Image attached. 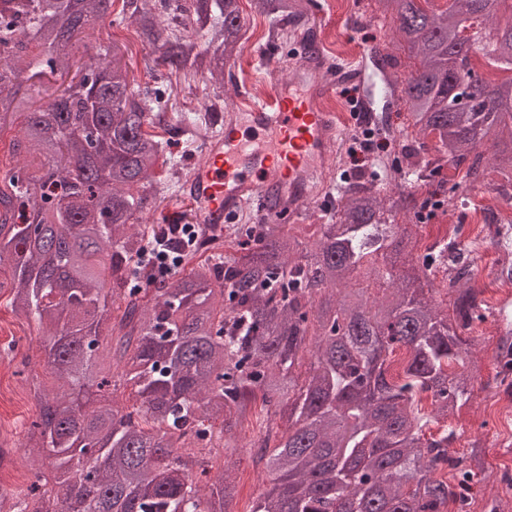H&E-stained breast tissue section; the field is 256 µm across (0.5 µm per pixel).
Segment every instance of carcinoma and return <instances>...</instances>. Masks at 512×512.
<instances>
[{"instance_id": "carcinoma-1", "label": "carcinoma", "mask_w": 512, "mask_h": 512, "mask_svg": "<svg viewBox=\"0 0 512 512\" xmlns=\"http://www.w3.org/2000/svg\"><path fill=\"white\" fill-rule=\"evenodd\" d=\"M121 2L151 48V84L122 63L124 45L75 58L116 0H0V127L23 118L13 151L41 161L37 174L0 176V264L13 312L42 330L41 356L62 382L59 393L33 390L25 448L45 471L24 489L0 485V512H235L236 479L218 459L238 447L258 398L272 483L252 512H468L481 450L450 455L456 433L440 420L471 398L472 377L457 367L484 303L469 286L468 247L436 241L422 257L397 219L414 220L419 196L442 192L436 163L419 164L411 190L387 172L396 192L386 197L368 179L350 184L313 244L286 224H232L216 253L152 279L138 262L158 230L140 214L180 179L153 129L171 133L172 77L224 79L243 17L240 0ZM375 2L417 61L386 78L406 111L401 134L434 138L441 159L465 167L454 194L490 172L512 188V80L486 79L456 106L474 56L487 72L512 71V18L486 24L512 3ZM253 4L271 39L288 42L299 0ZM439 268L450 314L433 298ZM358 273L389 292L369 300L351 285ZM103 335L117 376L101 361ZM121 386L133 404L112 398ZM492 389L512 394V362ZM186 444L195 451L180 452ZM446 468L455 482L435 476Z\"/></svg>"}]
</instances>
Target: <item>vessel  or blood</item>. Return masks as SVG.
I'll list each match as a JSON object with an SVG mask.
<instances>
[{"instance_id":"1","label":"vessel or blood","mask_w":512,"mask_h":512,"mask_svg":"<svg viewBox=\"0 0 512 512\" xmlns=\"http://www.w3.org/2000/svg\"><path fill=\"white\" fill-rule=\"evenodd\" d=\"M357 73L311 55L260 100L225 113L206 140V161L183 183L180 196L195 223L220 235L250 203L294 217L332 170L341 144L340 117L322 106Z\"/></svg>"}]
</instances>
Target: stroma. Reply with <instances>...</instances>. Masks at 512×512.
<instances>
[{
  "instance_id": "35a3bbf8",
  "label": "stroma",
  "mask_w": 512,
  "mask_h": 512,
  "mask_svg": "<svg viewBox=\"0 0 512 512\" xmlns=\"http://www.w3.org/2000/svg\"><path fill=\"white\" fill-rule=\"evenodd\" d=\"M244 36L239 55L232 68L233 80L224 86V101L234 104L238 96L263 97L274 79L285 78L291 57L297 50L292 45L272 44L268 41L269 21L252 8L249 0H242ZM306 30L314 33L320 48L340 63L355 65L364 72L361 83L346 84L337 88L335 100L345 109H352L356 98H367L375 116H386L390 128H397L405 120L402 107L384 111L388 88L383 73L373 63L375 50L384 48L392 38V22L374 16L370 0H309L305 16ZM116 41L128 49L126 62L137 82H147L144 68L145 49L133 25L103 24L86 38L89 46ZM353 165L347 151H340L337 167L320 188L317 198L310 200L306 212L297 218L294 227L307 239L318 236V227L327 223L336 206V200L346 184L345 176ZM472 257L474 271L471 284L482 293L491 310L484 321L475 323L469 333L471 339L470 361L475 362L478 374L473 402L463 407L459 416L452 419L457 438L453 451L466 453L472 444H480L483 472L476 486L479 493L501 492L505 512H512V491L504 490L501 474L512 469V417L501 418L496 397L487 395L484 386L496 373V346L498 317L496 311L502 301H512V288L496 285L498 248L491 240L475 244ZM37 331L11 311L7 299H0V439L9 442L10 458L0 464V481L23 487L34 478L23 448L26 428L35 418L37 408L30 394L35 386L48 383L49 373L38 353ZM258 433L256 426H244L238 445L226 453L237 473L236 512H250L264 492L265 474L254 462V450L249 443Z\"/></svg>"
}]
</instances>
